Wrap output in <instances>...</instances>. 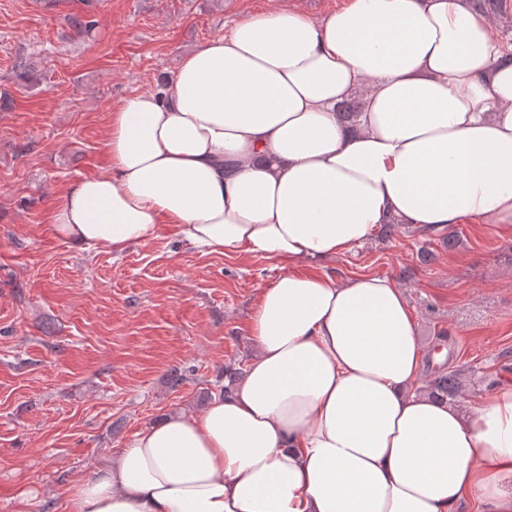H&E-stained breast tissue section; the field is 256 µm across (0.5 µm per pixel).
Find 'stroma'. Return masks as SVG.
Masks as SVG:
<instances>
[{
    "label": "stroma",
    "instance_id": "obj_1",
    "mask_svg": "<svg viewBox=\"0 0 512 512\" xmlns=\"http://www.w3.org/2000/svg\"><path fill=\"white\" fill-rule=\"evenodd\" d=\"M346 0H0V512H66L64 490L137 430L203 408L254 354L248 321L278 263L203 253L161 231L122 253L56 238L48 212L106 171L114 102L157 89L203 42L271 5ZM93 20L91 36L70 25ZM299 273L394 279L427 353L469 369L476 408L512 385V236L408 224Z\"/></svg>",
    "mask_w": 512,
    "mask_h": 512
}]
</instances>
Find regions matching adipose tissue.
I'll return each instance as SVG.
<instances>
[{
  "label": "adipose tissue",
  "mask_w": 512,
  "mask_h": 512,
  "mask_svg": "<svg viewBox=\"0 0 512 512\" xmlns=\"http://www.w3.org/2000/svg\"><path fill=\"white\" fill-rule=\"evenodd\" d=\"M501 53L469 0L272 7L115 102L108 170L67 188L57 238L121 252L166 224L290 268L253 310L234 391L135 432L67 486L69 512H512V386L470 413L415 392L425 352L396 283L292 269L390 222L512 232Z\"/></svg>",
  "instance_id": "ef3b65f1"
}]
</instances>
